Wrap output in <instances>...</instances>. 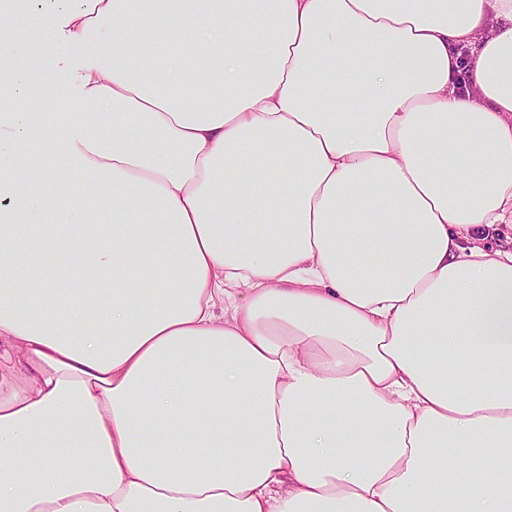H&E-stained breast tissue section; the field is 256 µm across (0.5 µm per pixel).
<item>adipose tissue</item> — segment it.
Segmentation results:
<instances>
[{"label":"adipose tissue","mask_w":512,"mask_h":512,"mask_svg":"<svg viewBox=\"0 0 512 512\" xmlns=\"http://www.w3.org/2000/svg\"><path fill=\"white\" fill-rule=\"evenodd\" d=\"M29 39L0 18V512H512V0ZM36 77L31 83L33 92L41 98L46 111L58 112V91L56 87L48 80L39 76Z\"/></svg>","instance_id":"obj_1"}]
</instances>
